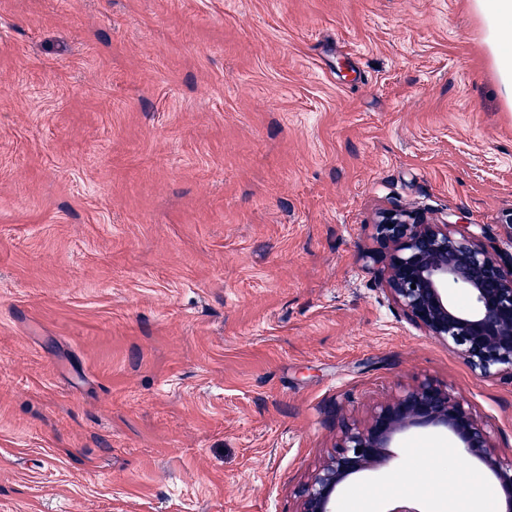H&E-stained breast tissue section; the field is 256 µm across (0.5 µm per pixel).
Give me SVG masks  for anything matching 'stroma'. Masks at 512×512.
Masks as SVG:
<instances>
[{
    "label": "stroma",
    "mask_w": 512,
    "mask_h": 512,
    "mask_svg": "<svg viewBox=\"0 0 512 512\" xmlns=\"http://www.w3.org/2000/svg\"><path fill=\"white\" fill-rule=\"evenodd\" d=\"M397 206L512 254L471 0H0V512H296L339 415L427 376L512 456V385L375 282ZM472 479L417 428L336 497Z\"/></svg>",
    "instance_id": "stroma-1"
}]
</instances>
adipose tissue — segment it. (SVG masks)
Instances as JSON below:
<instances>
[{"instance_id":"1","label":"adipose tissue","mask_w":512,"mask_h":512,"mask_svg":"<svg viewBox=\"0 0 512 512\" xmlns=\"http://www.w3.org/2000/svg\"><path fill=\"white\" fill-rule=\"evenodd\" d=\"M494 61L500 92L512 105V0H472Z\"/></svg>"}]
</instances>
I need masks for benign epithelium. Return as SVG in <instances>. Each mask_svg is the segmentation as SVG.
<instances>
[{
  "mask_svg": "<svg viewBox=\"0 0 512 512\" xmlns=\"http://www.w3.org/2000/svg\"><path fill=\"white\" fill-rule=\"evenodd\" d=\"M376 232L381 249L372 259L385 296L475 373L512 382V255L503 257L467 231L406 207L383 213ZM452 287L465 290L470 302H455ZM426 427L451 432L465 454L482 461L512 512V458L497 452L466 400L431 378L376 405L363 423L341 420L333 452L301 487L298 512H338L336 489L349 475L385 460L397 434Z\"/></svg>",
  "mask_w": 512,
  "mask_h": 512,
  "instance_id": "benign-epithelium-1",
  "label": "benign epithelium"
}]
</instances>
